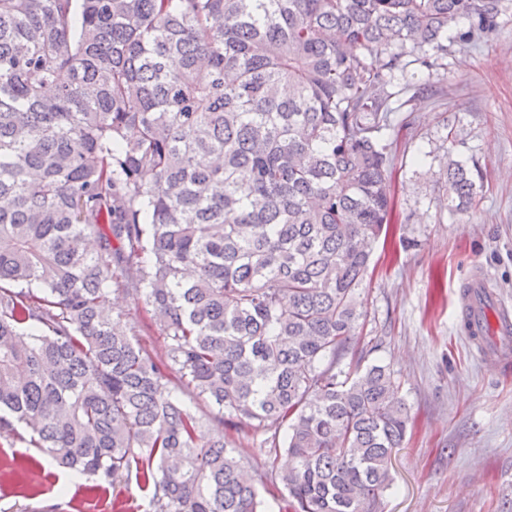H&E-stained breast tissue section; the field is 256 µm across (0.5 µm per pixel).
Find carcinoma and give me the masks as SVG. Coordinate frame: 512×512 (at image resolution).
<instances>
[{
    "mask_svg": "<svg viewBox=\"0 0 512 512\" xmlns=\"http://www.w3.org/2000/svg\"><path fill=\"white\" fill-rule=\"evenodd\" d=\"M503 2L0 0V442L133 475L152 512H259L175 379L222 426H275L291 512H377L409 416L349 350L393 210L389 88ZM443 166L445 207L472 206L478 170ZM108 288L109 304L112 306V298L116 299L115 306L123 313L126 324L135 327L134 338L155 356L164 358L167 353V339L155 326L150 329L143 327L148 322L143 302L118 290L113 283Z\"/></svg>",
    "mask_w": 512,
    "mask_h": 512,
    "instance_id": "1",
    "label": "carcinoma"
}]
</instances>
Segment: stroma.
I'll return each instance as SVG.
<instances>
[{"label":"stroma","mask_w":512,"mask_h":512,"mask_svg":"<svg viewBox=\"0 0 512 512\" xmlns=\"http://www.w3.org/2000/svg\"><path fill=\"white\" fill-rule=\"evenodd\" d=\"M447 66L413 65L423 96L399 92L384 140L395 156L394 220L375 243L374 270L360 289L363 316L354 348L365 363L390 365L411 422L391 456L392 486L379 512H512V362L484 360L460 328L462 295L485 276L512 305V0L495 35L449 45ZM476 165L482 187L462 213L443 204L445 150ZM137 340L167 353L146 328L142 301L109 287ZM267 431H226L255 478L261 512H286L274 474L288 465ZM135 479L99 489L96 477L58 467L42 449L0 445V512H149Z\"/></svg>","instance_id":"35a3bbf8"}]
</instances>
